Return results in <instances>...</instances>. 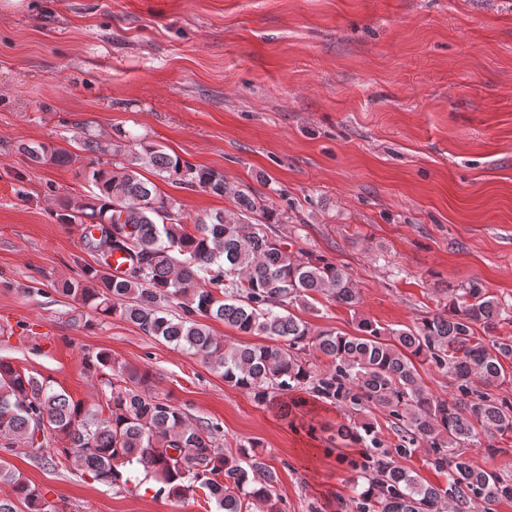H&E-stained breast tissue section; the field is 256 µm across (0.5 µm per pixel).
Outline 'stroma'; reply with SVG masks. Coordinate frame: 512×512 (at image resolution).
<instances>
[{
    "mask_svg": "<svg viewBox=\"0 0 512 512\" xmlns=\"http://www.w3.org/2000/svg\"><path fill=\"white\" fill-rule=\"evenodd\" d=\"M150 145L273 203L292 250L346 266L360 301L295 314L316 331L356 334L367 318L414 326L444 287L480 283L512 302V0H0V359L48 378L85 407L104 385L84 355L148 370L189 419L218 426L221 448L259 442L283 512H338L366 450L336 426L379 408L285 395L289 416L257 404L200 358L117 316L95 317L55 290L92 263L64 198L93 189L84 139ZM78 162L36 163L21 145ZM185 223L231 199L142 171ZM497 455H488V447ZM476 467L512 481V434H479ZM7 460L61 512H214L203 492L110 487L20 448Z\"/></svg>",
    "mask_w": 512,
    "mask_h": 512,
    "instance_id": "obj_1",
    "label": "stroma"
}]
</instances>
